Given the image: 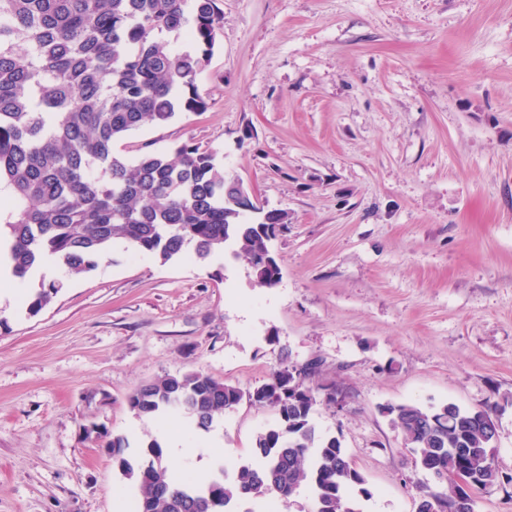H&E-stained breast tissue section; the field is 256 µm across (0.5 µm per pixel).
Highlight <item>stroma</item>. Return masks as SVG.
Masks as SVG:
<instances>
[{"label": "stroma", "mask_w": 512, "mask_h": 512, "mask_svg": "<svg viewBox=\"0 0 512 512\" xmlns=\"http://www.w3.org/2000/svg\"><path fill=\"white\" fill-rule=\"evenodd\" d=\"M197 78L208 108L149 124L116 154L216 151L264 209L279 283L245 260L163 263L114 242L56 284L38 313L0 294V512H116L135 488L116 435L181 434L248 461L275 414L242 401L210 431L141 419L139 385L198 370L243 391L318 361L320 405L373 496L362 512H416L429 476L380 409L488 406L501 481L473 512H512V0H224Z\"/></svg>", "instance_id": "1"}]
</instances>
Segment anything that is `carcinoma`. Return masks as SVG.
<instances>
[{
  "mask_svg": "<svg viewBox=\"0 0 512 512\" xmlns=\"http://www.w3.org/2000/svg\"><path fill=\"white\" fill-rule=\"evenodd\" d=\"M222 2L0 0V190L9 192L0 241L9 244L15 277L25 279L52 257L71 273L91 272L122 241L163 264L190 245L200 260L233 247L258 284L278 283L269 242L288 214L260 207L257 220H246L237 205L241 186L225 177L216 152L197 144L180 146L173 158L113 151L146 124L207 110L197 76L218 43ZM180 38L189 42L182 50L175 48ZM57 291L54 284L40 289L29 312ZM309 367L300 376L286 364L248 392L195 370L136 388L128 405L137 417L185 413L205 432L245 398L276 414L256 436L252 462L232 475L221 467L204 484L188 477L173 484L157 440L133 461L128 438L112 437V458L137 489L136 512H230L271 496L286 505L301 487L311 512H361L360 499L372 493L341 441L318 431L316 408L331 399L312 385L317 366ZM381 413L404 447L416 449L415 467L433 478L419 488V512L451 509L462 471L472 492L499 481L491 407L404 403Z\"/></svg>",
  "mask_w": 512,
  "mask_h": 512,
  "instance_id": "obj_1",
  "label": "carcinoma"
}]
</instances>
